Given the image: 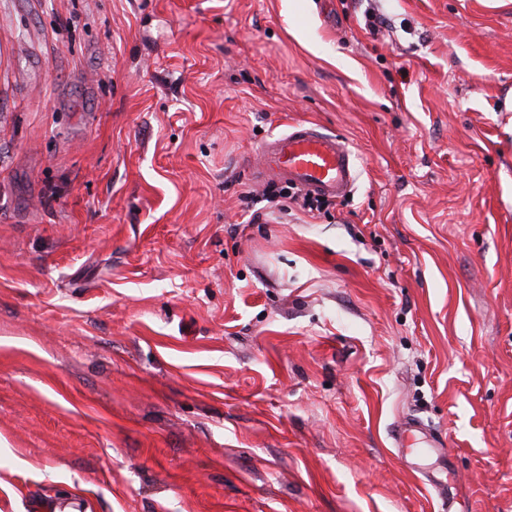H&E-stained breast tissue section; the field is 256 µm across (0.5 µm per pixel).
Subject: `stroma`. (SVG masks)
Here are the masks:
<instances>
[{
	"label": "stroma",
	"mask_w": 512,
	"mask_h": 512,
	"mask_svg": "<svg viewBox=\"0 0 512 512\" xmlns=\"http://www.w3.org/2000/svg\"><path fill=\"white\" fill-rule=\"evenodd\" d=\"M299 122L357 157L326 215L261 198ZM447 466L512 512V0H0V512H435ZM392 437L398 451L405 455H407L405 451L411 449L408 447L413 446V444L407 445L409 439H414L417 442L416 444H422L420 449L423 451L447 447V443L441 435L430 430L419 419L414 417L408 418L398 425Z\"/></svg>",
	"instance_id": "stroma-1"
}]
</instances>
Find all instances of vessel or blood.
<instances>
[{"mask_svg":"<svg viewBox=\"0 0 512 512\" xmlns=\"http://www.w3.org/2000/svg\"><path fill=\"white\" fill-rule=\"evenodd\" d=\"M259 156L260 178L283 181L316 196L343 197L357 180L356 163L346 144L311 123L293 124L288 132L266 140ZM393 439L401 452L412 440L426 451L446 446L441 435L413 417L397 426Z\"/></svg>","mask_w":512,"mask_h":512,"instance_id":"b4317fda","label":"vessel or blood"}]
</instances>
